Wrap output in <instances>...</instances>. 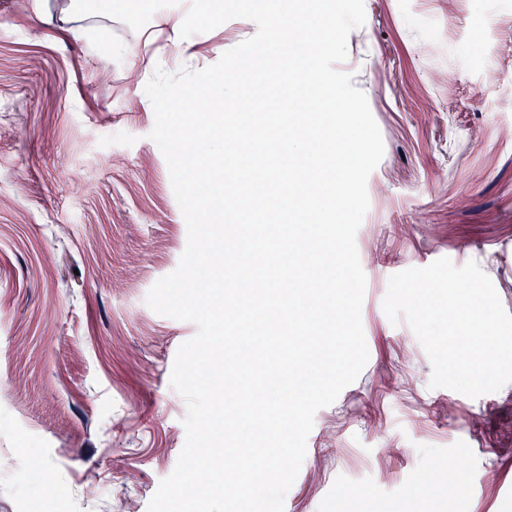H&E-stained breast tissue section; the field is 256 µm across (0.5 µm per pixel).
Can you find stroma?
Here are the masks:
<instances>
[{
	"instance_id": "obj_1",
	"label": "stroma",
	"mask_w": 512,
	"mask_h": 512,
	"mask_svg": "<svg viewBox=\"0 0 512 512\" xmlns=\"http://www.w3.org/2000/svg\"><path fill=\"white\" fill-rule=\"evenodd\" d=\"M364 4L336 68L385 147L356 235L369 360L316 413L285 512H342L341 489L343 512H512V383L475 399L431 387L409 323L382 307L392 275L446 257L476 262L512 312V0ZM43 6L80 38L0 0V512H147L186 442L170 378L197 333L146 303L188 240L149 137L152 73L127 63L151 12ZM256 32L234 18L198 34L190 69ZM461 451L469 489L416 498Z\"/></svg>"
}]
</instances>
